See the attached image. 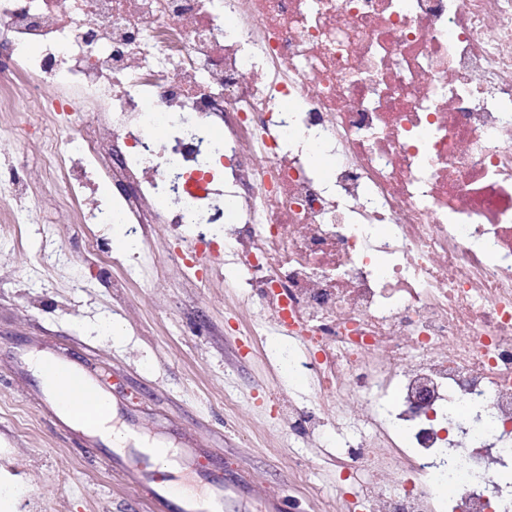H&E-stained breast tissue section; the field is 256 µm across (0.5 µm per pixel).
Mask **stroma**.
<instances>
[{
  "mask_svg": "<svg viewBox=\"0 0 512 512\" xmlns=\"http://www.w3.org/2000/svg\"><path fill=\"white\" fill-rule=\"evenodd\" d=\"M39 154L0 136V168L27 170L14 209L30 220L24 245L0 238V489L17 491L8 512H155L148 488L106 466L105 443L88 452L47 421L34 354L69 358L99 380L120 403L118 427L202 448L227 512H336L348 460L282 424L281 399L310 385L290 381L269 337L254 335L247 294L225 285L223 254L179 266L170 231L150 224L152 272L127 276L126 252L101 225L76 223L41 180Z\"/></svg>",
  "mask_w": 512,
  "mask_h": 512,
  "instance_id": "1",
  "label": "stroma"
}]
</instances>
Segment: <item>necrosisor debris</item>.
<instances>
[{
    "label": "necrosis or debris",
    "mask_w": 512,
    "mask_h": 512,
    "mask_svg": "<svg viewBox=\"0 0 512 512\" xmlns=\"http://www.w3.org/2000/svg\"><path fill=\"white\" fill-rule=\"evenodd\" d=\"M16 97L82 223L223 227L348 512L512 506V0H0Z\"/></svg>",
    "instance_id": "1"
}]
</instances>
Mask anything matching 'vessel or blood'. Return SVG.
I'll use <instances>...</instances> for the list:
<instances>
[{"instance_id": "b4317fda", "label": "vessel or blood", "mask_w": 512, "mask_h": 512, "mask_svg": "<svg viewBox=\"0 0 512 512\" xmlns=\"http://www.w3.org/2000/svg\"><path fill=\"white\" fill-rule=\"evenodd\" d=\"M56 370L66 377L74 395L85 401L90 418L109 416L110 397L76 366L59 361ZM137 431H130L127 448L113 453L111 464L131 485H148L159 512H225L223 482L210 479L198 466L192 448L161 449L138 445Z\"/></svg>"}]
</instances>
